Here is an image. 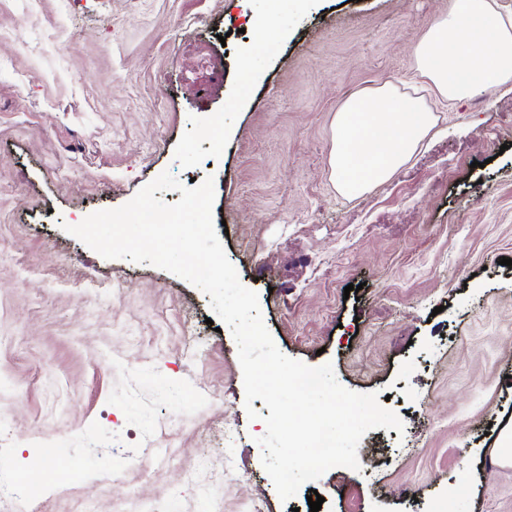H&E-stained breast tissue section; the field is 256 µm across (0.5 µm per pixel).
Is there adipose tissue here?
<instances>
[{"instance_id": "adipose-tissue-1", "label": "adipose tissue", "mask_w": 512, "mask_h": 512, "mask_svg": "<svg viewBox=\"0 0 512 512\" xmlns=\"http://www.w3.org/2000/svg\"><path fill=\"white\" fill-rule=\"evenodd\" d=\"M420 77L459 101L512 85V11L498 0H449L414 49ZM434 125L423 98L393 85L351 96L336 114L331 165L338 191L359 196L406 164Z\"/></svg>"}]
</instances>
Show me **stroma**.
Wrapping results in <instances>:
<instances>
[{
	"label": "stroma",
	"mask_w": 512,
	"mask_h": 512,
	"mask_svg": "<svg viewBox=\"0 0 512 512\" xmlns=\"http://www.w3.org/2000/svg\"><path fill=\"white\" fill-rule=\"evenodd\" d=\"M447 10L0 0V485L39 512H310L312 489L320 512H512V465L489 457L512 435V91H428L413 48ZM385 84L416 88L435 125L349 198L336 114ZM165 171L213 179L220 241L277 348L401 418L364 435L360 470L281 501L209 295L67 233Z\"/></svg>",
	"instance_id": "1"
}]
</instances>
